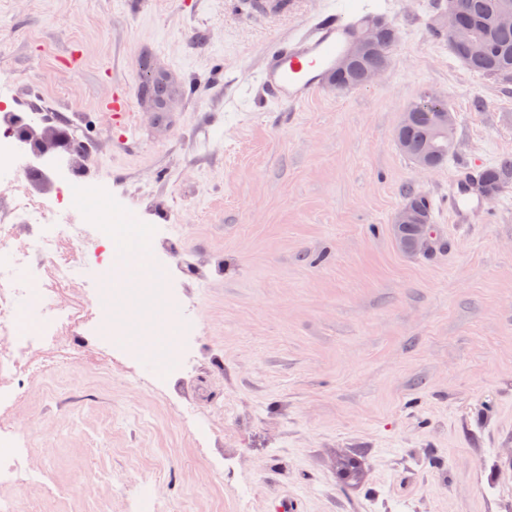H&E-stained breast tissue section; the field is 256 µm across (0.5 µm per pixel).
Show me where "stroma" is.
<instances>
[{"label":"stroma","mask_w":512,"mask_h":512,"mask_svg":"<svg viewBox=\"0 0 512 512\" xmlns=\"http://www.w3.org/2000/svg\"><path fill=\"white\" fill-rule=\"evenodd\" d=\"M0 0V104L74 114L95 181L132 224H177L188 368L79 356L27 387L21 512H512V180L484 219L448 216L455 166L512 158V79L481 77L439 30L447 0H383L400 31L381 80L327 82L258 111L266 51L336 0ZM170 84L164 110L141 91ZM457 146L422 172L395 130L424 90ZM133 106L132 135L99 103ZM425 196L442 244L399 250ZM409 225H419L422 228L426 224L423 216L415 207L411 204H404L396 211L392 219L393 236L398 248L405 253L427 248L430 244L429 239H424V236L420 235V229L410 228L405 233L408 237L417 238L415 240L402 235Z\"/></svg>","instance_id":"obj_1"}]
</instances>
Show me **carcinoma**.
Returning a JSON list of instances; mask_svg holds the SVG:
<instances>
[{
    "mask_svg": "<svg viewBox=\"0 0 512 512\" xmlns=\"http://www.w3.org/2000/svg\"><path fill=\"white\" fill-rule=\"evenodd\" d=\"M505 10L512 11V0H464L461 24L484 44L485 49L482 52H473L465 45L450 46L452 53L466 68L489 79L512 76V26L495 23L497 15ZM448 111V99L439 97L425 110L416 113L409 122L399 125L396 139L412 145L425 141L436 131V113ZM454 136L455 127L451 126L436 138L441 165L448 160L451 153L449 145ZM511 176V160H504L486 168L479 179L482 195L497 194L504 181Z\"/></svg>",
    "mask_w": 512,
    "mask_h": 512,
    "instance_id": "cac0c4a2",
    "label": "carcinoma"
}]
</instances>
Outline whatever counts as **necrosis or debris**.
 Returning <instances> with one entry per match:
<instances>
[{
  "mask_svg": "<svg viewBox=\"0 0 512 512\" xmlns=\"http://www.w3.org/2000/svg\"><path fill=\"white\" fill-rule=\"evenodd\" d=\"M39 175L10 139H0V180L13 184L0 206V404L14 403L43 373L46 358H74L69 338L96 336L113 349L124 327L120 306L165 311L176 302L173 289L134 287L126 270L112 264V203L103 192L93 195L97 221L79 224L80 178L46 197L31 189ZM30 469L29 454L0 412V479Z\"/></svg>",
  "mask_w": 512,
  "mask_h": 512,
  "instance_id": "necrosis-or-debris-1",
  "label": "necrosis or debris"
}]
</instances>
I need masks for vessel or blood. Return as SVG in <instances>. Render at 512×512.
Listing matches in <instances>:
<instances>
[{
	"label": "vessel or blood",
	"instance_id": "obj_1",
	"mask_svg": "<svg viewBox=\"0 0 512 512\" xmlns=\"http://www.w3.org/2000/svg\"><path fill=\"white\" fill-rule=\"evenodd\" d=\"M355 27L350 12L333 10L315 23L311 34L270 49L261 72L265 105L290 109L316 94L332 76ZM471 174V165H460L448 183V212L461 228L485 209L484 198L469 181Z\"/></svg>",
	"mask_w": 512,
	"mask_h": 512
}]
</instances>
